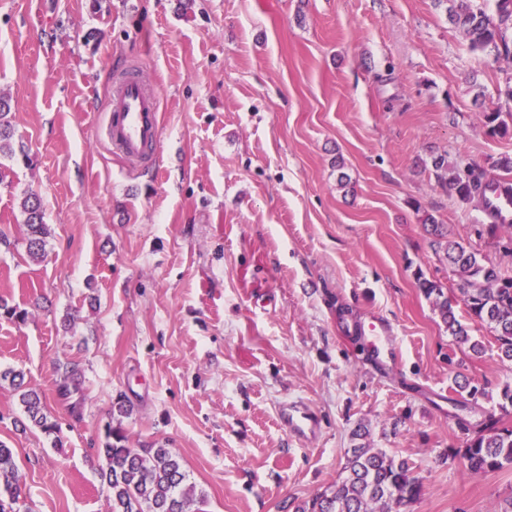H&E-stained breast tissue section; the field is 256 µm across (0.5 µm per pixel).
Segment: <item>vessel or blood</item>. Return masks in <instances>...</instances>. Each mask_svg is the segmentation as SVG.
<instances>
[{
  "label": "vessel or blood",
  "instance_id": "obj_1",
  "mask_svg": "<svg viewBox=\"0 0 512 512\" xmlns=\"http://www.w3.org/2000/svg\"><path fill=\"white\" fill-rule=\"evenodd\" d=\"M114 153L130 163H149L154 159L161 139L159 100L154 87L144 76L116 80L101 130ZM485 212L497 224H512V197L488 193L482 201ZM369 358L379 364L397 363L399 346L392 330L380 321L360 323ZM283 423L290 431L303 434L315 426L313 415L291 409L283 413Z\"/></svg>",
  "mask_w": 512,
  "mask_h": 512
}]
</instances>
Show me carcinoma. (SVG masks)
Masks as SVG:
<instances>
[{
  "mask_svg": "<svg viewBox=\"0 0 512 512\" xmlns=\"http://www.w3.org/2000/svg\"><path fill=\"white\" fill-rule=\"evenodd\" d=\"M437 7L445 6L448 22L468 41L475 55L487 52L512 57V0H496L495 13L489 14L481 0H434ZM11 106L0 97V156L14 154L13 129L8 115ZM483 125L488 132L502 138L512 136V113L499 108L482 111ZM437 178L447 183L462 201L480 195L489 183L482 173L466 164L453 167L445 159L433 160ZM23 224L27 227V253L35 260L45 255V212L37 193H27L22 202ZM427 231L434 236V245L444 251L456 268L461 280L462 301L469 312L487 324L494 332L498 356L512 362V276L493 264H486L477 255L457 242L448 240L442 225L430 214L423 218ZM423 293L432 299L434 309L448 335L458 346L474 354L484 352V346L471 339L458 319L453 301L442 286L419 278ZM0 381H7L19 394L24 414L31 426L62 444V430L50 419L46 398L25 384L21 370L0 372ZM83 374L78 365L63 367L57 386L60 399L70 402L71 412L80 410V403L71 395L82 391ZM462 393L460 407L487 396L486 387L470 381L458 385ZM466 435L464 446L452 449L451 456L460 457L464 467L474 473L495 472L512 466V425L493 417L476 428L458 419ZM370 435L367 426H359L354 437L362 443L348 449L342 477L315 496L293 506L292 512H410L423 493V484L414 475L412 463L384 448H374L363 439ZM107 460L100 476L110 493L112 512H198L193 487L187 484V474L180 456L163 444L151 443L140 448L127 445L122 426L106 424L105 440L99 448ZM22 488L17 476L14 452L0 442V512H15Z\"/></svg>",
  "mask_w": 512,
  "mask_h": 512,
  "instance_id": "1",
  "label": "carcinoma"
}]
</instances>
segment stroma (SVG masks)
Returning <instances> with one entry per match:
<instances>
[{
  "mask_svg": "<svg viewBox=\"0 0 512 512\" xmlns=\"http://www.w3.org/2000/svg\"><path fill=\"white\" fill-rule=\"evenodd\" d=\"M160 97L149 168L102 142L101 114L123 70ZM512 60L475 55L433 0H0V97L30 163L0 186V370L20 369L63 434L56 448L16 430L0 383V440L14 448L20 512H111L98 448L125 396L128 444L166 443L201 512H287L338 479L352 433L408 459L423 483L412 512H492L512 469L474 474L446 449L465 435L462 379L501 417L512 385L492 332L457 305L481 355L461 352L420 278L458 296L425 215L449 240L512 270L479 204L437 182L432 160L486 176L512 138L483 106ZM37 192L50 230L30 259L21 202ZM379 318L401 364L379 369L348 331ZM85 376L72 414L56 370ZM317 418L307 436L281 413ZM483 125L488 132L502 138L512 136V113L502 112L501 108L484 109L481 113ZM509 119V120H508Z\"/></svg>",
  "mask_w": 512,
  "mask_h": 512,
  "instance_id": "35a3bbf8",
  "label": "stroma"
}]
</instances>
